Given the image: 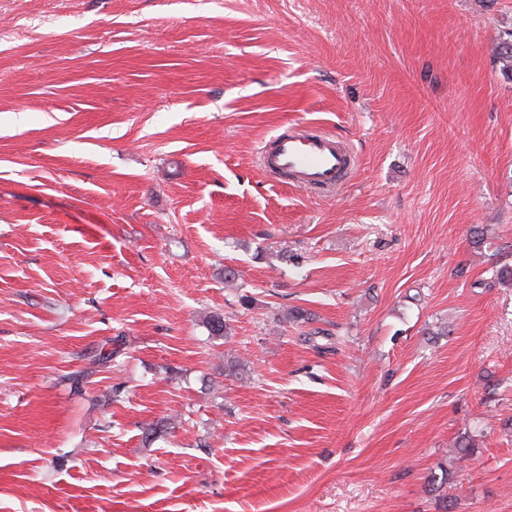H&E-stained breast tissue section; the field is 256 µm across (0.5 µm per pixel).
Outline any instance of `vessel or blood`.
Returning <instances> with one entry per match:
<instances>
[{
    "instance_id": "obj_1",
    "label": "vessel or blood",
    "mask_w": 512,
    "mask_h": 512,
    "mask_svg": "<svg viewBox=\"0 0 512 512\" xmlns=\"http://www.w3.org/2000/svg\"><path fill=\"white\" fill-rule=\"evenodd\" d=\"M260 167L294 186L335 192L355 165L352 148L314 127L274 137L260 152Z\"/></svg>"
}]
</instances>
